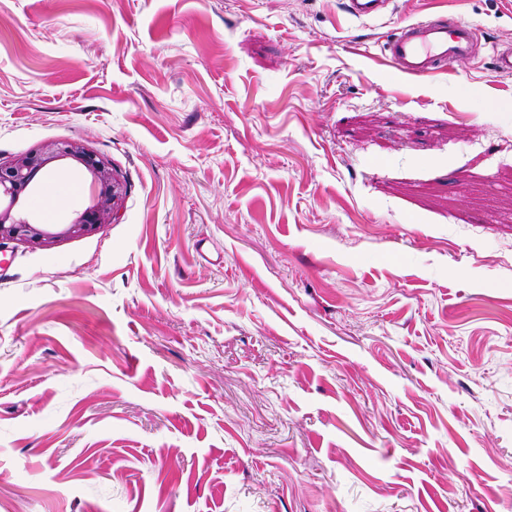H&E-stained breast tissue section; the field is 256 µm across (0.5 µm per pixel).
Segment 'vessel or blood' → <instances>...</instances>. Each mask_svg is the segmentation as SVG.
I'll return each mask as SVG.
<instances>
[{
  "label": "vessel or blood",
  "instance_id": "obj_1",
  "mask_svg": "<svg viewBox=\"0 0 512 512\" xmlns=\"http://www.w3.org/2000/svg\"><path fill=\"white\" fill-rule=\"evenodd\" d=\"M387 0H346V11L358 19L377 17ZM482 47L478 30L470 23L436 15L404 26L388 39L384 60L396 75L432 77L475 58Z\"/></svg>",
  "mask_w": 512,
  "mask_h": 512
}]
</instances>
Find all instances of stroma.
<instances>
[{
  "label": "stroma",
  "mask_w": 512,
  "mask_h": 512,
  "mask_svg": "<svg viewBox=\"0 0 512 512\" xmlns=\"http://www.w3.org/2000/svg\"><path fill=\"white\" fill-rule=\"evenodd\" d=\"M444 13L488 46L393 78ZM512 0H0V161L102 232L0 249V512H512ZM346 11L356 19L377 17L387 0H346ZM65 161L90 178L93 192L89 205L66 224L30 222L19 211L21 194L33 188L36 177L54 162ZM124 186L116 178L111 164L97 157L80 142H49L0 164V249L10 241L42 247L65 239L80 237L112 224L117 201ZM2 199L8 202L2 205ZM50 183L51 192L36 200V204L45 211L47 218H53L56 209L76 195V182L72 179L52 178ZM48 202L51 203V207H46Z\"/></svg>",
  "instance_id": "35a3bbf8"
}]
</instances>
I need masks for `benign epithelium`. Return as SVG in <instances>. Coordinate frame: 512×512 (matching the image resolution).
<instances>
[{"instance_id": "benign-epithelium-1", "label": "benign epithelium", "mask_w": 512, "mask_h": 512, "mask_svg": "<svg viewBox=\"0 0 512 512\" xmlns=\"http://www.w3.org/2000/svg\"><path fill=\"white\" fill-rule=\"evenodd\" d=\"M65 161L90 178L93 192L89 205L65 224H39L19 211L21 194L35 184L36 177L54 162ZM124 186L116 178L108 161L96 156L79 142H49L0 164V249L10 241L42 247L65 239L80 237L112 223L117 201Z\"/></svg>"}]
</instances>
